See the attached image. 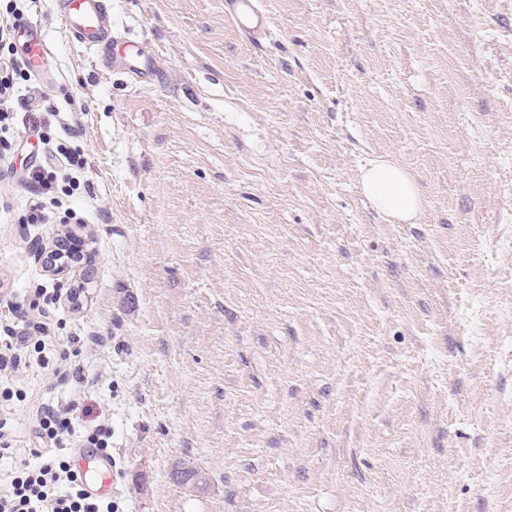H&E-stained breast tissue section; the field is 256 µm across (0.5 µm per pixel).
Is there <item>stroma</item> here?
I'll return each instance as SVG.
<instances>
[{
    "label": "stroma",
    "instance_id": "obj_1",
    "mask_svg": "<svg viewBox=\"0 0 512 512\" xmlns=\"http://www.w3.org/2000/svg\"><path fill=\"white\" fill-rule=\"evenodd\" d=\"M259 6L255 46L224 0H112L160 84L103 72L54 0L18 17L55 80L20 78L42 109L0 133V329L35 297L55 342L0 376V490L52 399L111 427L125 512H512V0ZM63 153L77 184L28 223ZM378 157L415 223L363 195ZM68 231L84 259L50 274ZM360 185L375 209L392 223H411L422 209L413 176L385 158L371 160L363 167Z\"/></svg>",
    "mask_w": 512,
    "mask_h": 512
}]
</instances>
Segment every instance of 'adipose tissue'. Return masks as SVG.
Returning a JSON list of instances; mask_svg holds the SVG:
<instances>
[{
    "label": "adipose tissue",
    "instance_id": "obj_1",
    "mask_svg": "<svg viewBox=\"0 0 512 512\" xmlns=\"http://www.w3.org/2000/svg\"><path fill=\"white\" fill-rule=\"evenodd\" d=\"M361 189L375 209L388 221L408 224L422 209V199L413 176L384 158L367 163L361 172Z\"/></svg>",
    "mask_w": 512,
    "mask_h": 512
}]
</instances>
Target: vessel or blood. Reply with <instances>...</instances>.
<instances>
[{
  "mask_svg": "<svg viewBox=\"0 0 512 512\" xmlns=\"http://www.w3.org/2000/svg\"><path fill=\"white\" fill-rule=\"evenodd\" d=\"M226 14L252 39L265 36L267 17L257 7V0H224ZM56 15L67 37L82 48L94 51L101 69L122 68L133 78L159 80L161 71L154 59L131 50L115 56L114 46L121 41L112 23L111 0H55ZM24 58L36 75L48 79L52 73L50 49L39 26L24 33ZM83 489L91 496L107 498L112 494V457L86 448L77 449L73 459Z\"/></svg>",
  "mask_w": 512,
  "mask_h": 512,
  "instance_id": "obj_1",
  "label": "vessel or blood"
}]
</instances>
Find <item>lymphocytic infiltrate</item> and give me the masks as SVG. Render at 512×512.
<instances>
[{"label": "lymphocytic infiltrate", "instance_id": "obj_1", "mask_svg": "<svg viewBox=\"0 0 512 512\" xmlns=\"http://www.w3.org/2000/svg\"><path fill=\"white\" fill-rule=\"evenodd\" d=\"M73 406L40 404L36 411L39 445L14 471L0 493V512H118L115 502L96 499L81 487L69 456L73 448L108 452L112 432L107 425L77 430Z\"/></svg>", "mask_w": 512, "mask_h": 512}]
</instances>
